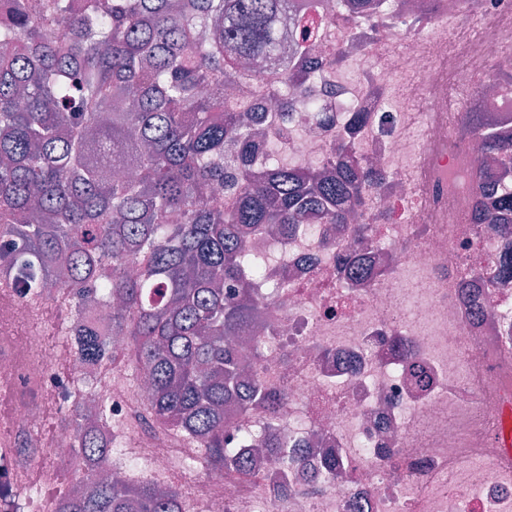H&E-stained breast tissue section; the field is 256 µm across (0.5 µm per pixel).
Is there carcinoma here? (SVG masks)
<instances>
[{"instance_id": "cac0c4a2", "label": "carcinoma", "mask_w": 512, "mask_h": 512, "mask_svg": "<svg viewBox=\"0 0 512 512\" xmlns=\"http://www.w3.org/2000/svg\"><path fill=\"white\" fill-rule=\"evenodd\" d=\"M341 14L385 0H335ZM324 0H0V285L29 307L63 300L60 329L78 361L106 371L109 337L125 341L133 382L147 379L145 415L236 479L249 459L226 446L224 411L276 421L287 394L245 373L233 336L268 302L253 292L265 269L250 241L271 225L339 224L362 243L379 222L348 214L386 181L345 141L328 164L280 159L269 130L288 106L257 112L251 90L306 94L297 63L320 36ZM336 125V108L315 113ZM482 138L472 161L476 224L512 234V195L489 191V159H512L479 112L460 135ZM71 459L86 479L53 512H183L176 487L113 471L108 397L93 376L72 383Z\"/></svg>"}]
</instances>
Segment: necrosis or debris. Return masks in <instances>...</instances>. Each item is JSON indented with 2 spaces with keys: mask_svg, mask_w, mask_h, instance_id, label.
<instances>
[{
  "mask_svg": "<svg viewBox=\"0 0 512 512\" xmlns=\"http://www.w3.org/2000/svg\"><path fill=\"white\" fill-rule=\"evenodd\" d=\"M389 0L384 32L356 13L323 18L319 59L343 49L360 70L315 72L312 96L342 112L329 131L316 127L307 99L290 100V119L274 133L294 164L330 160L341 138L384 170L385 189L355 221L382 215L366 249L374 276L352 282L341 264L357 250L336 225L318 239L266 235L256 250L273 261L256 293L272 298L262 317L265 383L287 392L274 426L288 459H268L246 480L211 476L189 495L197 512H512V456L498 446L505 394H512V285L482 277L485 253L512 257V236L471 223L467 177L460 166L437 167L455 146L450 131L459 104L483 112L512 139V0H481L475 30L458 0L447 12L412 10ZM357 112L361 121L351 122ZM446 187L432 193L433 182ZM77 365L71 348L44 342L18 290L0 289V383L18 391L0 430V505L17 500L39 478L69 460V438L43 435L48 407L62 403ZM112 415L123 421L130 454L153 479L185 478L194 449L156 429L138 430L144 390L121 371L108 388ZM42 433L51 465L18 467L14 436ZM342 466L327 471L326 454ZM311 478L300 482L295 460ZM288 479V494L273 484Z\"/></svg>",
  "mask_w": 512,
  "mask_h": 512,
  "instance_id": "4bbe7bcc",
  "label": "necrosis or debris"
}]
</instances>
